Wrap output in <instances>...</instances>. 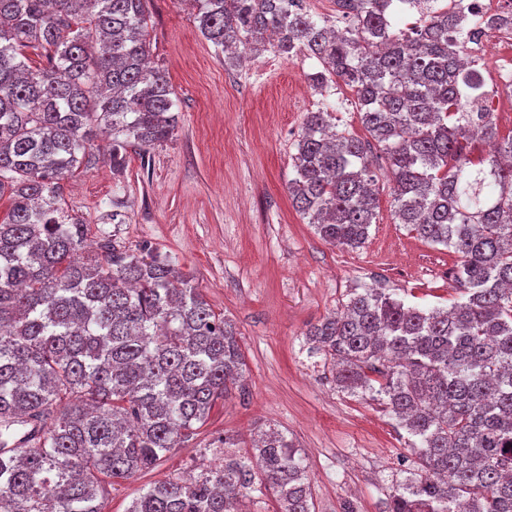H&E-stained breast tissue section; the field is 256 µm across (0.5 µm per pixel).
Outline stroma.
Wrapping results in <instances>:
<instances>
[{"label":"stroma","instance_id":"35a3bbf8","mask_svg":"<svg viewBox=\"0 0 512 512\" xmlns=\"http://www.w3.org/2000/svg\"><path fill=\"white\" fill-rule=\"evenodd\" d=\"M151 66L170 79L177 126L113 171L107 136L92 165L65 180L63 205L88 226V241L116 235L175 258L215 311L233 320L245 353L247 398L217 403L197 436L154 469L115 484L103 512H126L136 493L174 474L196 475L223 437L248 453L258 429L292 437L304 459L313 512H385L413 457L404 430L375 402L341 392L305 332L347 302L352 289L395 288L406 304L459 301L456 254L417 238L392 216V184H377V222L356 250L332 246L296 212L288 194L303 121L328 110L336 128L365 131L352 91L315 89L307 56L266 48L234 64L205 39L188 0H147ZM121 204L124 223L110 219Z\"/></svg>","mask_w":512,"mask_h":512}]
</instances>
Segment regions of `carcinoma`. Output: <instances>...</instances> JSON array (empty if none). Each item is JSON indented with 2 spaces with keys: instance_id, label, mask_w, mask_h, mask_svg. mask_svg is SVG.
Masks as SVG:
<instances>
[{
  "instance_id": "cac0c4a2",
  "label": "carcinoma",
  "mask_w": 512,
  "mask_h": 512,
  "mask_svg": "<svg viewBox=\"0 0 512 512\" xmlns=\"http://www.w3.org/2000/svg\"><path fill=\"white\" fill-rule=\"evenodd\" d=\"M202 35L232 55L266 41L304 52L310 75L351 89L369 139L306 115L288 181L322 240L357 249L376 223L371 143L393 182V219L460 257L461 301L420 309L353 290L311 325L336 387L382 406L408 435L413 477L386 512H512V135L467 111L482 81L448 40L457 0L406 29L407 0H343L341 31L299 0H188ZM146 0H0V512H102L108 488L182 448L232 389L247 394L238 332L192 275L86 225L61 204L97 131L112 169L176 126L166 74L146 67ZM40 59L29 65L28 54ZM494 141L473 156V121ZM266 487L279 512H311L293 440L276 428L247 455L142 489L126 512H243Z\"/></svg>"
}]
</instances>
